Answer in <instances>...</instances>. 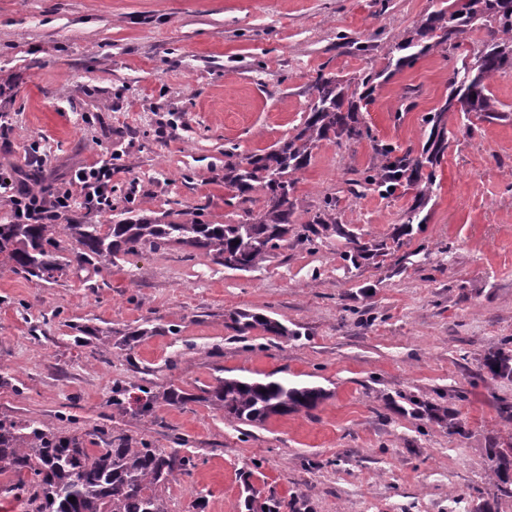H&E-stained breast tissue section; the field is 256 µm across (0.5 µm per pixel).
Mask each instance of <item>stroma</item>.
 Instances as JSON below:
<instances>
[{
    "mask_svg": "<svg viewBox=\"0 0 512 512\" xmlns=\"http://www.w3.org/2000/svg\"><path fill=\"white\" fill-rule=\"evenodd\" d=\"M436 0H0V113L46 183L118 155L108 224L134 206L212 224L259 217L262 190L229 205L224 152L245 156L295 133L319 72L381 70ZM364 42L365 51L344 45ZM458 60L438 50L382 82L361 110L374 138L421 151ZM491 88L502 117L452 112L422 223L413 194L356 186L369 141L324 140L298 172L306 224L336 197V234L312 250L289 236L240 272L190 248L143 250L38 280L0 269V417L67 434H126L194 457L166 488L168 512H247L252 493L282 512H512V75ZM386 242L384 257L354 243ZM235 311L288 326L237 332ZM178 325V334L167 331ZM84 345H76V336ZM272 375L322 389L316 408L244 425L196 401L224 377ZM128 393L112 402L116 387ZM155 396L136 412L139 388ZM190 403L166 399L170 389Z\"/></svg>",
    "mask_w": 512,
    "mask_h": 512,
    "instance_id": "1",
    "label": "stroma"
}]
</instances>
